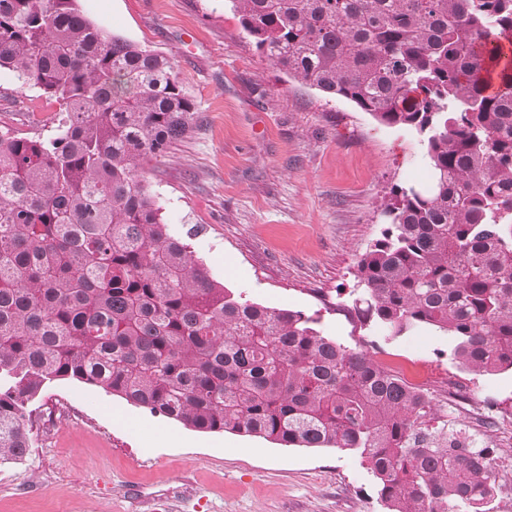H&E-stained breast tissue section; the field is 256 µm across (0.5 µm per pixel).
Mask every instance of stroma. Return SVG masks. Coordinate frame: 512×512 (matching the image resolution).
<instances>
[{
    "label": "stroma",
    "mask_w": 512,
    "mask_h": 512,
    "mask_svg": "<svg viewBox=\"0 0 512 512\" xmlns=\"http://www.w3.org/2000/svg\"><path fill=\"white\" fill-rule=\"evenodd\" d=\"M107 32L170 58L198 113L195 130L144 180L170 232L234 293L300 311L322 335L371 356L418 361L435 380L475 388L448 420L481 407L512 412V372L478 375L452 359L455 341L422 327L391 336L348 310L356 261L382 227L393 185L427 181L415 131L301 84L246 37L232 0H78ZM62 107L0 69V131L54 133ZM24 460L0 465V512H387L373 476L336 448L286 447L258 436L200 432L76 380L35 403Z\"/></svg>",
    "instance_id": "1"
}]
</instances>
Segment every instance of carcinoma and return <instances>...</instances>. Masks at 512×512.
<instances>
[{
  "mask_svg": "<svg viewBox=\"0 0 512 512\" xmlns=\"http://www.w3.org/2000/svg\"><path fill=\"white\" fill-rule=\"evenodd\" d=\"M234 2L274 66L423 137L429 185L391 188L357 262L361 325L432 327L463 369L512 371V0ZM1 68L65 115L49 138L0 132V464L72 379L197 430L348 451L389 512H488L486 449L430 442L428 395L169 234L139 170L197 115L166 56L76 0H0Z\"/></svg>",
  "mask_w": 512,
  "mask_h": 512,
  "instance_id": "carcinoma-1",
  "label": "carcinoma"
}]
</instances>
